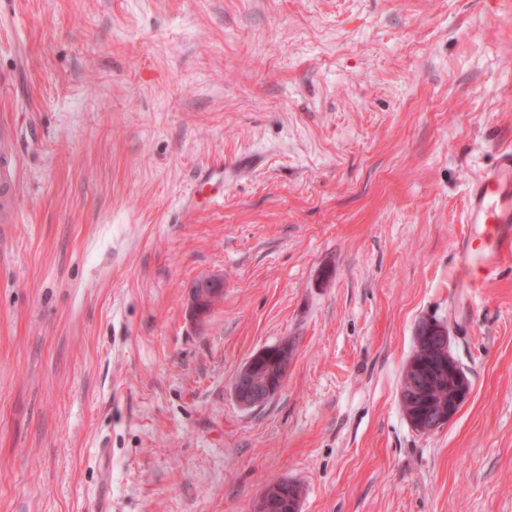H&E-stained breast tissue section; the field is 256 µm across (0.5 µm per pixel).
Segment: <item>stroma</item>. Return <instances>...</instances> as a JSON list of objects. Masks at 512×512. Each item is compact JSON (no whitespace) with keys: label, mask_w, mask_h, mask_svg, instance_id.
I'll return each instance as SVG.
<instances>
[{"label":"stroma","mask_w":512,"mask_h":512,"mask_svg":"<svg viewBox=\"0 0 512 512\" xmlns=\"http://www.w3.org/2000/svg\"><path fill=\"white\" fill-rule=\"evenodd\" d=\"M0 126V512H252L276 480L299 512H512V262L456 274L512 148V0H0ZM425 318L471 381L429 434ZM224 281L219 277H211L199 280L194 288L190 289V310L194 316L201 312L197 306L200 302L210 301L212 305L217 302L223 294ZM448 328L443 324L425 319L418 323L416 329L417 350L423 344L421 352L430 351L440 353L434 358L428 353V358L420 357L415 349L403 373V383L400 391L402 404H406L408 419L411 426L418 432L428 434L446 425L468 400L471 383L458 362L454 359L449 348ZM428 346V348H427ZM426 368L440 371L448 380V391L442 387L441 376L431 375L426 380L429 384L428 395L432 400L443 399L448 403H436L423 393L420 377L426 373ZM288 369V347L272 346L251 356L236 372L232 393L242 409L261 407L280 390Z\"/></svg>","instance_id":"35a3bbf8"}]
</instances>
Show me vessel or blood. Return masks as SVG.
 <instances>
[{
	"mask_svg": "<svg viewBox=\"0 0 512 512\" xmlns=\"http://www.w3.org/2000/svg\"><path fill=\"white\" fill-rule=\"evenodd\" d=\"M465 222L471 233L459 243V272L472 289L481 287L483 274L512 260L511 151L470 183Z\"/></svg>",
	"mask_w": 512,
	"mask_h": 512,
	"instance_id": "1",
	"label": "vessel or blood"
}]
</instances>
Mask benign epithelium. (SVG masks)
I'll return each instance as SVG.
<instances>
[{
  "label": "benign epithelium",
  "instance_id": "7a95c632",
  "mask_svg": "<svg viewBox=\"0 0 512 512\" xmlns=\"http://www.w3.org/2000/svg\"><path fill=\"white\" fill-rule=\"evenodd\" d=\"M224 281L219 277L200 280L190 289V310L201 314L198 303L217 302L223 294ZM417 346L426 345L439 352L438 357H419L413 354L403 373L400 391L401 403L406 405L411 426L428 434L446 425L468 400L471 383L449 348L448 328L431 319L418 323L415 336ZM440 371L448 380V402L436 403L423 393L420 377L426 369ZM288 369V347L272 346L251 356L236 372L232 380V393L239 407L253 409L271 400L280 390ZM286 481L270 483L253 512H298L300 496L285 492Z\"/></svg>",
  "mask_w": 512,
  "mask_h": 512
}]
</instances>
